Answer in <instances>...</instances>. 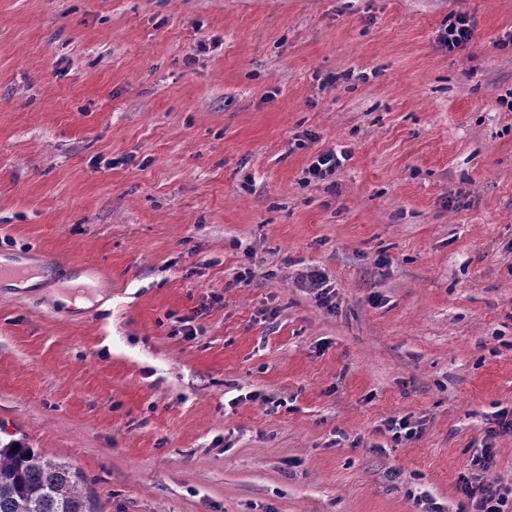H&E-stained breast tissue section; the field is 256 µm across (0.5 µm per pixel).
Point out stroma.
Returning <instances> with one entry per match:
<instances>
[{
	"mask_svg": "<svg viewBox=\"0 0 512 512\" xmlns=\"http://www.w3.org/2000/svg\"><path fill=\"white\" fill-rule=\"evenodd\" d=\"M509 33L512 0H0V262L43 269L0 284V440L99 512H474L486 445L512 488ZM475 24L473 18L466 13H458L441 30L438 35V41L448 51L455 49L462 50L468 46L474 38ZM341 159L345 160L342 152L338 155L331 149L319 151L313 158L307 172L313 180L325 179L326 176L331 175L336 171V168L340 167ZM301 284L304 288H310L316 294L318 303L321 306H329L330 290L326 276L319 269H311L302 276Z\"/></svg>",
	"mask_w": 512,
	"mask_h": 512,
	"instance_id": "35a3bbf8",
	"label": "stroma"
}]
</instances>
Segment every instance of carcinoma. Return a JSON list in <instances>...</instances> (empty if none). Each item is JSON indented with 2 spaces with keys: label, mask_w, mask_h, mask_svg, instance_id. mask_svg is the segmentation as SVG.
<instances>
[{
  "label": "carcinoma",
  "mask_w": 512,
  "mask_h": 512,
  "mask_svg": "<svg viewBox=\"0 0 512 512\" xmlns=\"http://www.w3.org/2000/svg\"><path fill=\"white\" fill-rule=\"evenodd\" d=\"M83 475L20 440L0 445V512H95Z\"/></svg>",
  "instance_id": "1"
}]
</instances>
